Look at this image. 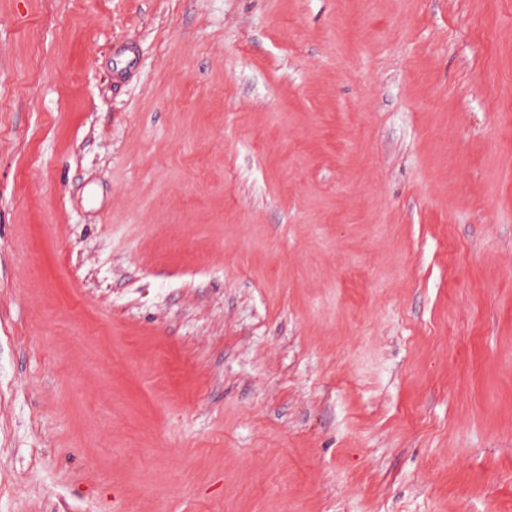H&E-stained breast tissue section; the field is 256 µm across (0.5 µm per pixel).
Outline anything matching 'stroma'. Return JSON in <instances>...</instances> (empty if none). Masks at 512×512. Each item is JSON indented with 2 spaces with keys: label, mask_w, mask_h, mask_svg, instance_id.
<instances>
[{
  "label": "stroma",
  "mask_w": 512,
  "mask_h": 512,
  "mask_svg": "<svg viewBox=\"0 0 512 512\" xmlns=\"http://www.w3.org/2000/svg\"><path fill=\"white\" fill-rule=\"evenodd\" d=\"M0 512H512V0H0Z\"/></svg>",
  "instance_id": "1"
}]
</instances>
